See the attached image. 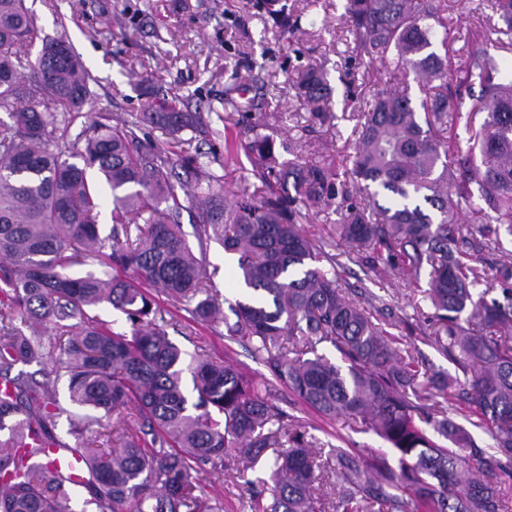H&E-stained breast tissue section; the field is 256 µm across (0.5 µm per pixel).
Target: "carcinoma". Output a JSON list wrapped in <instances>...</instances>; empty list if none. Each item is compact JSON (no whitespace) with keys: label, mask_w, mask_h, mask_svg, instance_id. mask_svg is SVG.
<instances>
[{"label":"carcinoma","mask_w":512,"mask_h":512,"mask_svg":"<svg viewBox=\"0 0 512 512\" xmlns=\"http://www.w3.org/2000/svg\"><path fill=\"white\" fill-rule=\"evenodd\" d=\"M443 2L346 0L351 68L393 64L401 81L415 76L426 90L422 111L404 89L377 90L360 106L349 163L288 171L291 196L244 188L228 197L191 152L193 138L212 133L214 107L149 106L74 133L91 96L82 62L65 41L39 36L26 0H0V111L8 116L0 120V512H72L70 476L49 469L52 448L81 458L91 512H224L222 497L195 494L194 473L205 468L244 481L249 512H508L512 253L495 262L499 293L479 289L474 255L460 247L468 229L460 216L480 219L475 232L498 245L512 237V79L498 55L512 51V0H485L488 33L452 58ZM439 32L442 55L433 50ZM296 85L315 119H334L320 106L330 91L323 67L307 65ZM237 93L227 88L224 110L267 101L262 85L245 102ZM145 126L170 141L143 147ZM247 150L252 175L268 183L272 140L255 131ZM93 168L112 195L107 237L96 221L100 190L87 178ZM178 169L186 182L172 181ZM186 186L197 209L194 245L179 224L177 189ZM301 203L333 209L349 250L334 255L313 243L299 226ZM212 242L238 255L243 298L224 297L196 256ZM343 256L384 260L398 277L428 270L436 342L455 374L401 354L385 298L340 288ZM90 263L102 275L75 271ZM115 267L134 269L136 280L109 275ZM162 296L186 316L169 318ZM102 305L126 326L91 314ZM220 322L271 380L169 339L170 328L191 336ZM321 344L340 363L318 353ZM34 362L52 372L11 375ZM274 382L329 420L360 419L397 468L384 454L322 452L326 444L307 440L271 399ZM435 391L453 395L458 414L485 429L488 449L431 401ZM63 417L74 446L56 434ZM270 448L268 478L248 477ZM231 452L242 467L225 464ZM407 486L411 502L395 494Z\"/></svg>","instance_id":"carcinoma-1"}]
</instances>
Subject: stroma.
Instances as JSON below:
<instances>
[{
  "label": "stroma",
  "mask_w": 512,
  "mask_h": 512,
  "mask_svg": "<svg viewBox=\"0 0 512 512\" xmlns=\"http://www.w3.org/2000/svg\"><path fill=\"white\" fill-rule=\"evenodd\" d=\"M298 27L288 33L267 27L265 10L252 0H27L40 35L66 39L92 77L93 94L83 108L89 119L108 121L143 111L146 87L179 101L186 112L219 104L229 80L250 97L255 80L268 85L269 109L280 120L268 124L262 110L225 113L213 121L214 135L198 147L222 178L224 188H257L246 157L233 158L227 140L261 126L275 144L277 170L289 163L339 162L348 148L349 118L361 88L362 71L348 73L351 46L341 16L346 0H279ZM324 64L336 119L320 124L292 84L301 66ZM206 270L229 299L239 298L237 257L210 245L202 257ZM427 273L396 277L385 262L355 265L347 281L383 296L421 331L416 345L428 364L452 365L434 344V310L423 297ZM280 405L308 435L372 457L386 451L384 441L362 426L321 417L283 387L273 391Z\"/></svg>",
  "instance_id": "1"
}]
</instances>
